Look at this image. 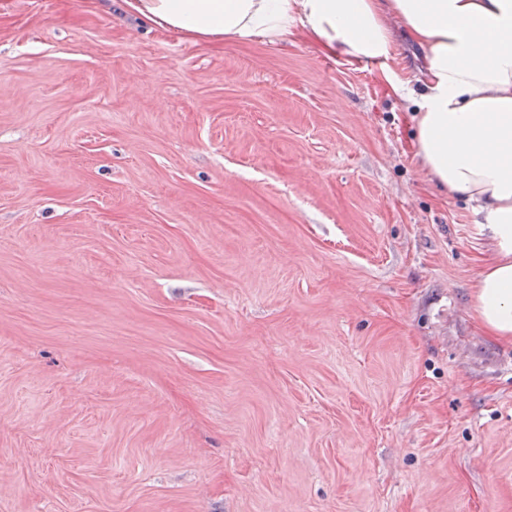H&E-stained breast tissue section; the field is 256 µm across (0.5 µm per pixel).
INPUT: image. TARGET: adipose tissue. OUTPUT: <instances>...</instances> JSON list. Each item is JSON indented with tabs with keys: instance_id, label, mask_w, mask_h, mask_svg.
<instances>
[{
	"instance_id": "adipose-tissue-1",
	"label": "adipose tissue",
	"mask_w": 512,
	"mask_h": 512,
	"mask_svg": "<svg viewBox=\"0 0 512 512\" xmlns=\"http://www.w3.org/2000/svg\"><path fill=\"white\" fill-rule=\"evenodd\" d=\"M121 11L193 41L303 37L377 67L411 113L414 159L445 194L476 205L489 255L472 288L481 330L512 344V0H119ZM423 66H390L399 39ZM415 89H407V82Z\"/></svg>"
}]
</instances>
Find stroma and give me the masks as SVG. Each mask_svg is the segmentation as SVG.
Here are the masks:
<instances>
[{"instance_id":"obj_1","label":"stroma","mask_w":512,"mask_h":512,"mask_svg":"<svg viewBox=\"0 0 512 512\" xmlns=\"http://www.w3.org/2000/svg\"><path fill=\"white\" fill-rule=\"evenodd\" d=\"M476 221L378 70L0 0V512H512Z\"/></svg>"}]
</instances>
